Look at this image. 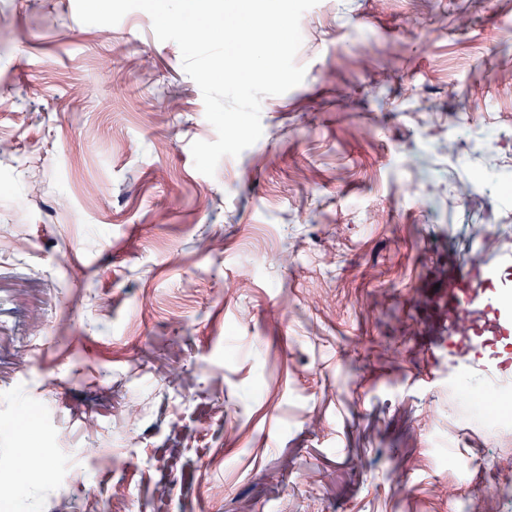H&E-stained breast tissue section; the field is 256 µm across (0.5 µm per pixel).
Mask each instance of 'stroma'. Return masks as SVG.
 Here are the masks:
<instances>
[{"instance_id": "1", "label": "stroma", "mask_w": 512, "mask_h": 512, "mask_svg": "<svg viewBox=\"0 0 512 512\" xmlns=\"http://www.w3.org/2000/svg\"><path fill=\"white\" fill-rule=\"evenodd\" d=\"M509 30L512 0H319L303 82L208 177L147 13L0 0V457L47 472L0 464L9 512H512L448 399L512 367L424 305L491 237L512 280V204L471 184L512 158Z\"/></svg>"}]
</instances>
